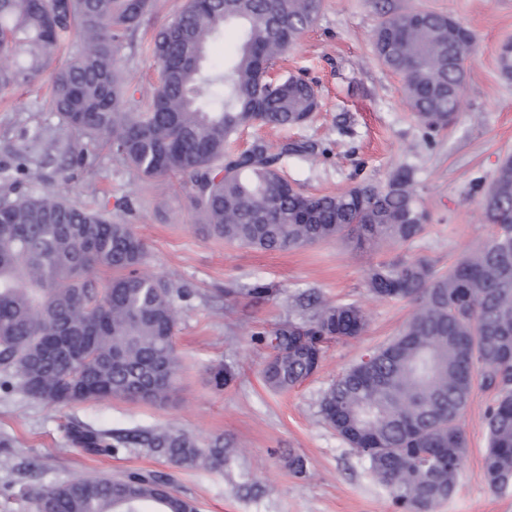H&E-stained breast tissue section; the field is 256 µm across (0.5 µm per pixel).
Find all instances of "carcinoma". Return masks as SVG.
Segmentation results:
<instances>
[{
  "instance_id": "cac0c4a2",
  "label": "carcinoma",
  "mask_w": 512,
  "mask_h": 512,
  "mask_svg": "<svg viewBox=\"0 0 512 512\" xmlns=\"http://www.w3.org/2000/svg\"><path fill=\"white\" fill-rule=\"evenodd\" d=\"M151 0H0V96L34 82L70 37L75 57L58 67L52 109L64 125L103 139L143 178H187L207 233L226 244L284 251L332 238L359 246L403 244L429 215L409 174L385 185L363 183L312 195L278 166L316 145L292 142L279 152L256 140L235 153L233 138L256 125L298 126L319 107L312 82L273 80L267 72L316 21L322 0H186L156 31L149 50L160 65L152 99L134 107L112 53L137 31ZM373 36L379 60L401 76L417 122L448 127L458 109L464 66L448 43V16L391 11ZM233 33L222 66L205 67L211 45ZM41 163L64 155L93 158L57 138L36 139ZM0 197V388H18L51 405L123 399L164 405L176 391L175 298L144 269L146 243L131 225L78 206L59 192L31 195L26 161ZM490 238L441 273L423 258H400L367 271L379 298L416 309L401 334L373 353L368 371L354 365L325 394L324 420L370 468L404 512H433L450 498L465 459L463 415L475 389L496 392L485 414L484 477L512 487V157L481 199ZM361 309L327 304L263 333L271 354L264 384L285 392L318 369L326 344L355 338ZM84 448L110 454L143 448L183 467L231 468L233 448L201 447L169 427L70 429ZM35 512H198L154 472L122 478H75L33 496Z\"/></svg>"
}]
</instances>
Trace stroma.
Instances as JSON below:
<instances>
[{
  "instance_id": "obj_1",
  "label": "stroma",
  "mask_w": 512,
  "mask_h": 512,
  "mask_svg": "<svg viewBox=\"0 0 512 512\" xmlns=\"http://www.w3.org/2000/svg\"><path fill=\"white\" fill-rule=\"evenodd\" d=\"M184 2L153 0L142 27L114 47L134 103L150 99L158 83L157 65L145 45ZM393 3L453 16L473 35L451 125L436 132L420 126L401 78L377 59L373 33L382 16L375 0H323L314 25L270 71L274 78L310 79L318 110L294 128L246 132L236 146L246 148L256 136L276 148L316 143L315 154L282 162L285 175L308 193L384 184L398 171H409L430 221L421 236L401 246L362 251L331 240L264 252L224 245L199 229L183 178L146 180L109 145L65 130L47 104L54 67L0 101V165L37 133L83 148L95 159L92 168H72L59 157L39 169L25 190L38 195L54 189L72 203L131 224L148 246V270L184 293L176 303V402L155 406L112 399L52 407L17 390L0 391V438L13 440L15 463L0 469V512H35L33 492L76 477L115 478L147 470L168 474L176 492L194 500L199 512H399L368 459L324 423L321 399L343 372L398 336L414 312L408 301L370 292V266L424 257L444 271L492 233L480 201L500 164L512 156V77L499 65L503 45L512 43V0ZM256 282L268 287L267 295L246 294ZM305 294L358 306L367 326L360 336L329 343L319 369L301 385L271 390L261 377L268 350L253 335L299 318L298 300ZM224 367L234 377L229 385L215 387L212 376ZM495 399V392L474 391L463 417L464 467L453 496L434 512H512V489L492 490L484 478V415ZM74 422L112 431L171 427L191 433L204 446L220 437L235 448L237 459L224 471L176 468L140 448L94 454L70 443L67 429ZM292 455L305 460V473L289 469ZM246 480L257 483L259 492H246Z\"/></svg>"
}]
</instances>
